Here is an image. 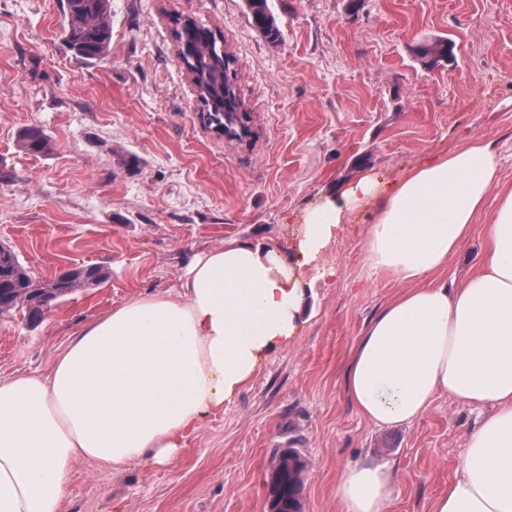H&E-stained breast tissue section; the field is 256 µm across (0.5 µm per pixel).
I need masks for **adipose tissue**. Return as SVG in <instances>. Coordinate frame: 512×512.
I'll use <instances>...</instances> for the list:
<instances>
[{
    "mask_svg": "<svg viewBox=\"0 0 512 512\" xmlns=\"http://www.w3.org/2000/svg\"><path fill=\"white\" fill-rule=\"evenodd\" d=\"M496 169L489 144L475 140L392 181L365 173L304 213L295 245L316 259L352 213L375 206L366 260L408 285L364 327L346 368L360 417L408 425L440 395L484 411L432 512H512V192L487 214L479 271L442 279ZM304 295L277 243L229 241L195 255L179 288L85 322L50 374L0 380V512H59L81 458L116 470L144 456L169 464L294 339ZM395 485L389 465L349 467L338 512H386Z\"/></svg>",
    "mask_w": 512,
    "mask_h": 512,
    "instance_id": "adipose-tissue-1",
    "label": "adipose tissue"
}]
</instances>
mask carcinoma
Wrapping results in <instances>:
<instances>
[{
  "mask_svg": "<svg viewBox=\"0 0 512 512\" xmlns=\"http://www.w3.org/2000/svg\"><path fill=\"white\" fill-rule=\"evenodd\" d=\"M252 24L272 43L282 39V31L269 0H246ZM65 40L73 54L82 60H100L109 48L112 37L110 0H64ZM175 40L188 48L183 55L187 67L195 68L204 86L205 121L227 136L240 137V123L247 113L239 111L235 94L224 95L223 39L191 19L177 22ZM420 58H429L427 64L436 65L448 60V40L435 39L418 50ZM49 145L45 132L36 127L25 129L20 136L21 148L29 154L44 152ZM106 278L102 268L89 266L59 275L53 279L37 277L24 266L15 253L0 263V317L22 313L31 323L41 320L45 310L60 298L94 282ZM276 470L269 474L270 512H299L308 462L300 460V453L285 448L277 453Z\"/></svg>",
  "mask_w": 512,
  "mask_h": 512,
  "instance_id": "obj_1",
  "label": "carcinoma"
}]
</instances>
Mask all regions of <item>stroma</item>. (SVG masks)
<instances>
[{"label": "stroma", "mask_w": 512, "mask_h": 512, "mask_svg": "<svg viewBox=\"0 0 512 512\" xmlns=\"http://www.w3.org/2000/svg\"><path fill=\"white\" fill-rule=\"evenodd\" d=\"M103 60L64 41L62 0H0V243L40 278L85 266L100 284L53 304L42 321L0 318V378L48 373L74 330L142 293L177 288L193 254L232 240L291 247L303 212L373 171L403 175L469 140L498 168L487 199L512 190V0H270V43L245 0H110ZM223 35L250 135L203 123L176 51L175 19ZM445 37L433 69L415 49ZM37 127L50 140L19 146ZM354 213L305 276L304 322L224 409L208 415L166 467L76 463L60 512H268L278 451L309 462L303 512H336L341 473L388 462V512H432L478 410L445 396L409 425L373 426L350 404L344 370L365 324L406 290L373 271ZM317 264V265H318ZM49 145V138L45 132L36 127L25 129L20 136L21 148L29 154L44 152Z\"/></svg>", "instance_id": "35a3bbf8"}]
</instances>
